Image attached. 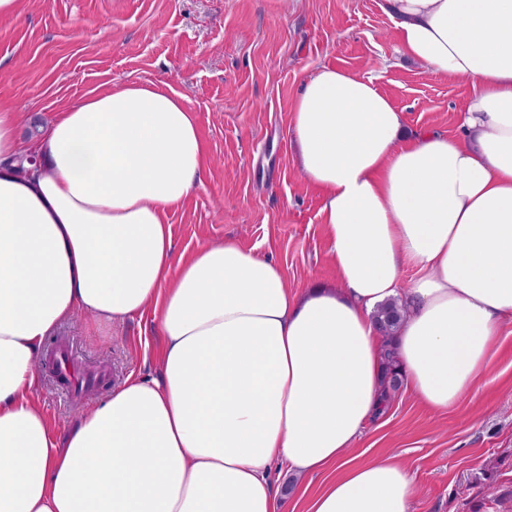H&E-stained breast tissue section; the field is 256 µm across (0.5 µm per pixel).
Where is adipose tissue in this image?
I'll list each match as a JSON object with an SVG mask.
<instances>
[{"label":"adipose tissue","mask_w":512,"mask_h":512,"mask_svg":"<svg viewBox=\"0 0 512 512\" xmlns=\"http://www.w3.org/2000/svg\"><path fill=\"white\" fill-rule=\"evenodd\" d=\"M405 53L471 80L459 141L406 133L369 79L304 77L291 130L323 191L336 283L289 289L231 238L175 254L167 220L203 182L182 95L124 85L60 112L16 170L0 106V512H286L271 473L326 474L309 512H412L394 457L352 455L382 410L374 312L408 315L404 387L445 412L485 378L512 318V0H383ZM414 268L411 285L402 272ZM152 311L161 369L127 377L56 440L35 398L56 329Z\"/></svg>","instance_id":"obj_1"}]
</instances>
